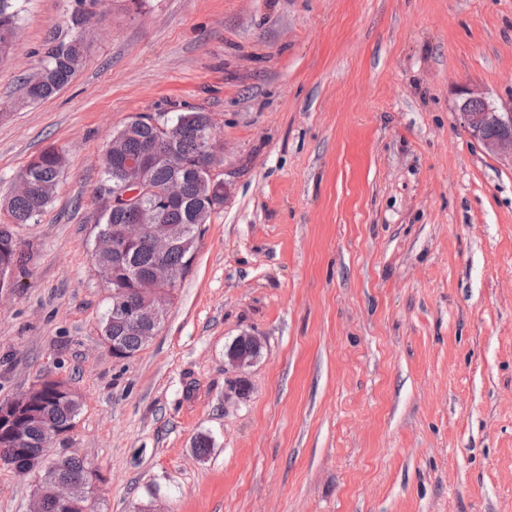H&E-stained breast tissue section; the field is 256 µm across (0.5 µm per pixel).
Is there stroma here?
Returning <instances> with one entry per match:
<instances>
[{
    "label": "stroma",
    "instance_id": "35a3bbf8",
    "mask_svg": "<svg viewBox=\"0 0 512 512\" xmlns=\"http://www.w3.org/2000/svg\"><path fill=\"white\" fill-rule=\"evenodd\" d=\"M0 196L67 158L0 292V402L82 395L60 453L95 512H512V168L462 86L512 105V0H100L85 62L23 103L68 0H21ZM206 112L224 204L134 357L102 342L100 158L132 116ZM261 341L232 368L239 336ZM207 436L198 456L194 444ZM37 475L0 466V512ZM456 111L472 139L489 155L512 168V105L506 112L476 87L458 93ZM490 131L497 133L491 136Z\"/></svg>",
    "mask_w": 512,
    "mask_h": 512
}]
</instances>
